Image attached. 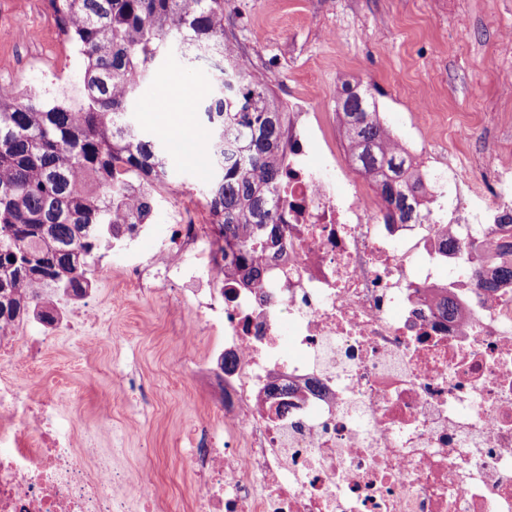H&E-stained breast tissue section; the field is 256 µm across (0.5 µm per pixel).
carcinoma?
Here are the masks:
<instances>
[{
  "instance_id": "obj_1",
  "label": "carcinoma",
  "mask_w": 512,
  "mask_h": 512,
  "mask_svg": "<svg viewBox=\"0 0 512 512\" xmlns=\"http://www.w3.org/2000/svg\"><path fill=\"white\" fill-rule=\"evenodd\" d=\"M50 4L73 21L83 87L51 102L29 89L0 97V333L31 317L53 323L41 291L83 296L87 267L151 220L150 189L168 181L170 167L131 105L173 50L211 64L210 91L195 108L208 129L207 205L218 217V250L231 255L242 283L254 281L288 203V112L241 61L224 0ZM336 111L348 162L371 178L382 223H408L422 175L381 120L370 86L342 80ZM503 228L488 288L512 282V223Z\"/></svg>"
}]
</instances>
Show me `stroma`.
I'll list each match as a JSON object with an SVG mask.
<instances>
[{"label":"stroma","instance_id":"stroma-1","mask_svg":"<svg viewBox=\"0 0 512 512\" xmlns=\"http://www.w3.org/2000/svg\"><path fill=\"white\" fill-rule=\"evenodd\" d=\"M48 0H0V82L42 86L43 73L64 55ZM243 56L263 72L286 106L317 113L309 132L334 145L339 133L336 87L344 78L374 85L383 121L412 142L418 161H469L492 151L512 152V0H227ZM184 77L190 105L211 86L208 66H188L170 54L155 69L135 111L147 131L158 123L145 112L172 75ZM425 111H418L419 102ZM171 177L155 194L152 230L140 259L161 255L173 214L210 232L206 160L189 166L175 143L166 145ZM87 300L95 316L74 332L56 329L49 343L25 321L16 370L31 397L54 389L64 422L79 430L110 426L98 445L130 474L126 494L138 502L149 477L154 512L185 507L192 494L186 467L193 429L211 425L218 396L211 378L189 376L180 362L204 357L213 338L173 295L143 288L123 263L105 258L92 267Z\"/></svg>","mask_w":512,"mask_h":512}]
</instances>
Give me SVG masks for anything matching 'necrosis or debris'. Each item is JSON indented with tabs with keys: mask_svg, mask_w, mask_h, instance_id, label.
<instances>
[{
	"mask_svg": "<svg viewBox=\"0 0 512 512\" xmlns=\"http://www.w3.org/2000/svg\"><path fill=\"white\" fill-rule=\"evenodd\" d=\"M310 123L291 115L284 235L259 287L224 273L195 224L174 225L156 267L137 237L112 245L224 336L217 424L192 432L193 512H512V285L480 286L512 216V157H496L489 202L448 159L413 223L378 224L338 151L311 161ZM443 294L456 314L435 309ZM18 357L0 335V512H128L124 474L62 425L54 391L24 393Z\"/></svg>",
	"mask_w": 512,
	"mask_h": 512,
	"instance_id": "obj_1",
	"label": "necrosis or debris"
}]
</instances>
